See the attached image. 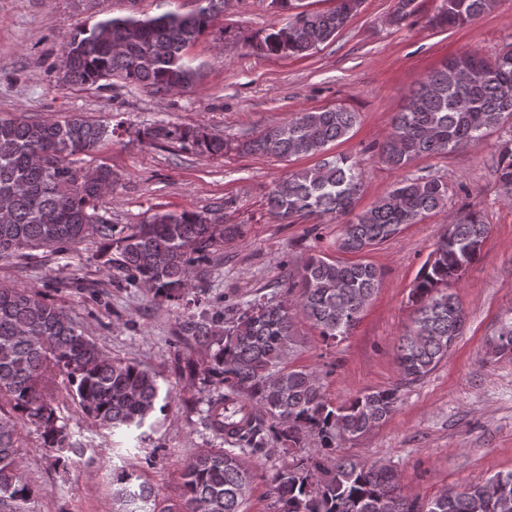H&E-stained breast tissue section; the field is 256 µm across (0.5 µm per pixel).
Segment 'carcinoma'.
I'll return each instance as SVG.
<instances>
[{
  "instance_id": "cac0c4a2",
  "label": "carcinoma",
  "mask_w": 512,
  "mask_h": 512,
  "mask_svg": "<svg viewBox=\"0 0 512 512\" xmlns=\"http://www.w3.org/2000/svg\"><path fill=\"white\" fill-rule=\"evenodd\" d=\"M197 8L157 15L133 9L83 26L65 43L61 80L95 85L118 78L155 93L189 88L200 66L187 47L213 27L222 0H196ZM351 0H335L326 11H303L274 24L250 46L274 56H307L333 40L354 17ZM415 0H398L391 23L415 12ZM497 0H440L428 25L462 27L494 9ZM357 114L335 106L304 111L271 125L242 149L280 158L319 156L313 167L293 171L274 185L269 211L286 224L291 218L340 224L338 250L361 254L394 239L448 202V184L426 175L403 179L367 209L354 212L364 175L347 156H325L327 146L349 134ZM496 173L503 196L512 201V51L493 58L467 52L445 60L411 92L396 113L392 131L378 147L381 158L401 169L421 156L448 154L496 131ZM151 145L178 144L219 157L232 149L205 126L153 124L136 131ZM112 132L80 114L62 121L24 115L0 117V258L42 250L60 254L96 237L105 261L143 287L159 304L201 308L187 312L176 336L190 351L208 357L199 364L178 360L180 377L208 388L206 421L227 447L206 448L183 466L182 492L171 504L158 502L154 488L125 469H112L117 512H242L258 477L254 462L274 449L291 457L270 478L276 512H512V472L498 473L424 505L398 493L399 476L381 463L363 464L335 456L339 442L364 436L396 409L398 389H375L334 406L316 372L290 365L300 343L295 322L302 318L324 341L351 334L380 281L364 261L342 262L310 254L297 276L284 283L288 299L254 300L242 307L210 310L191 299L195 280L207 272L216 247L224 244V206L205 212L159 210L143 224L118 226L98 211L112 190V168L84 169L74 156L88 154ZM488 225L472 214L451 219L423 263L410 291L413 326L396 345L404 383L427 376L448 357L464 326V313L448 285L478 260ZM512 353V320L496 338ZM72 400L81 413L110 432L142 429L171 405L159 375L139 363L112 359L85 336L61 309L28 288L0 285V512H28L38 489L22 470L20 429L31 425L66 475L84 448L70 440L56 409ZM320 448L298 456L308 439Z\"/></svg>"
}]
</instances>
